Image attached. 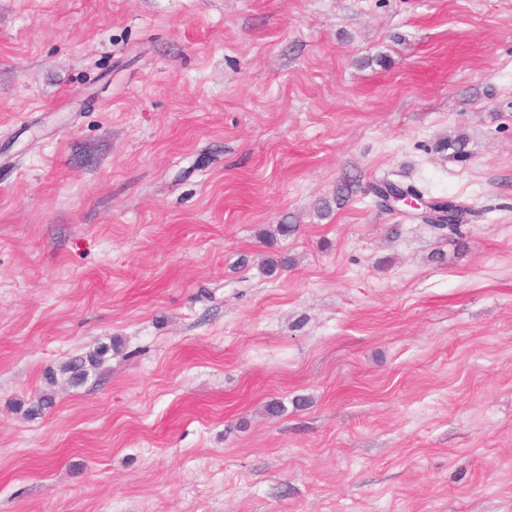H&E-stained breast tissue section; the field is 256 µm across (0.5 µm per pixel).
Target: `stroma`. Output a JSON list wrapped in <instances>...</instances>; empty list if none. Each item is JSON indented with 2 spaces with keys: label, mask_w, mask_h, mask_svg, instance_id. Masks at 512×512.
Segmentation results:
<instances>
[{
  "label": "stroma",
  "mask_w": 512,
  "mask_h": 512,
  "mask_svg": "<svg viewBox=\"0 0 512 512\" xmlns=\"http://www.w3.org/2000/svg\"><path fill=\"white\" fill-rule=\"evenodd\" d=\"M0 512H512V0H0ZM447 203V213L443 211L433 212L428 208L429 202L425 201L422 196L417 195H392L384 201L385 205L390 208H398V207H406L412 211V214L416 217L425 216L424 213L430 211L428 217L432 220L429 223H425L424 219L421 218V221L424 224H432L433 227L437 228H445L438 227L436 224H450L448 225V234H455L457 232L458 223L463 222L468 214V211L464 207H458V205L452 201H445ZM457 209V220L458 223H449L448 218L451 214ZM447 218V219H446Z\"/></svg>",
  "instance_id": "obj_1"
}]
</instances>
